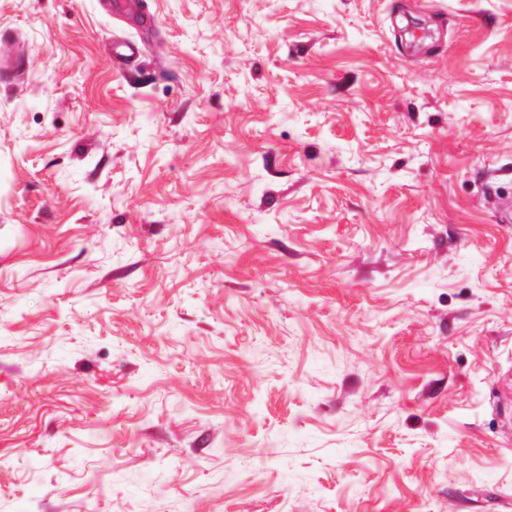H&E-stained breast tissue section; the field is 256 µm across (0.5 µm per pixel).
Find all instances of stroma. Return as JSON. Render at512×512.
<instances>
[{
  "label": "stroma",
  "instance_id": "stroma-1",
  "mask_svg": "<svg viewBox=\"0 0 512 512\" xmlns=\"http://www.w3.org/2000/svg\"><path fill=\"white\" fill-rule=\"evenodd\" d=\"M0 0V512H512V0Z\"/></svg>",
  "mask_w": 512,
  "mask_h": 512
}]
</instances>
